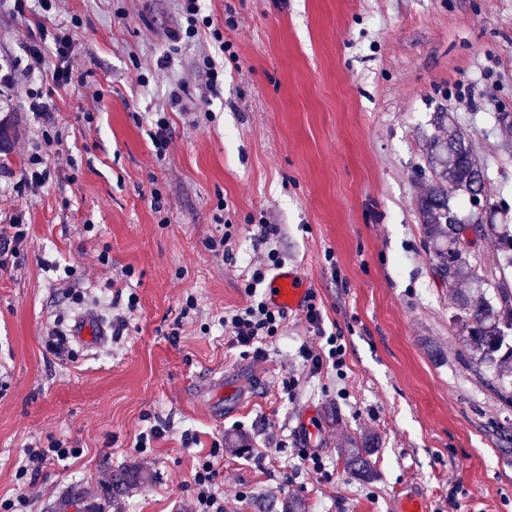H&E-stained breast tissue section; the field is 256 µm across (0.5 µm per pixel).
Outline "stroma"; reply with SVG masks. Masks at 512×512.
<instances>
[{
  "instance_id": "1",
  "label": "stroma",
  "mask_w": 512,
  "mask_h": 512,
  "mask_svg": "<svg viewBox=\"0 0 512 512\" xmlns=\"http://www.w3.org/2000/svg\"><path fill=\"white\" fill-rule=\"evenodd\" d=\"M200 6L230 53L207 29L171 43L180 0H58L48 13L0 0V65L17 74L0 95V226L25 230L0 269V504L55 512L80 494L92 512H194L189 431L223 449V512H282L290 500L307 512H400L410 496L429 512H512V405L463 361L415 205L434 115L447 112L512 224V129L498 121L512 116V0ZM48 32L69 37L68 86L52 83ZM34 48L38 71L26 68ZM207 57L223 63L224 90L191 116ZM158 112L171 136L161 161ZM36 151L50 176L17 193ZM261 224L278 226L283 267L308 279L309 302L341 337L342 369L314 371L299 356L318 342L301 311L264 361L231 346L218 318L246 302L239 268ZM225 232L232 265L207 246ZM90 314L128 327L73 343L69 359L46 351L52 330ZM215 372L246 392L220 417L190 393ZM159 418L170 430L135 450ZM239 432L265 461L239 452ZM54 441L79 456L31 481L25 448ZM305 447L325 475L301 463ZM364 450L365 478L350 467ZM121 468L142 479L116 496Z\"/></svg>"
}]
</instances>
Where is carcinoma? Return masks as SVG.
<instances>
[{"label":"carcinoma","instance_id":"cac0c4a2","mask_svg":"<svg viewBox=\"0 0 512 512\" xmlns=\"http://www.w3.org/2000/svg\"><path fill=\"white\" fill-rule=\"evenodd\" d=\"M434 125L436 133L426 147L431 181L417 196L416 210L433 254V270L448 286L452 319L473 367L493 370L500 396L512 402V294L467 259L474 247L490 239L504 266H511L512 229L495 223L497 207L489 198L481 218L449 223L457 208L486 193L487 176L449 113H436ZM469 229L474 233L471 241L466 237Z\"/></svg>","mask_w":512,"mask_h":512}]
</instances>
